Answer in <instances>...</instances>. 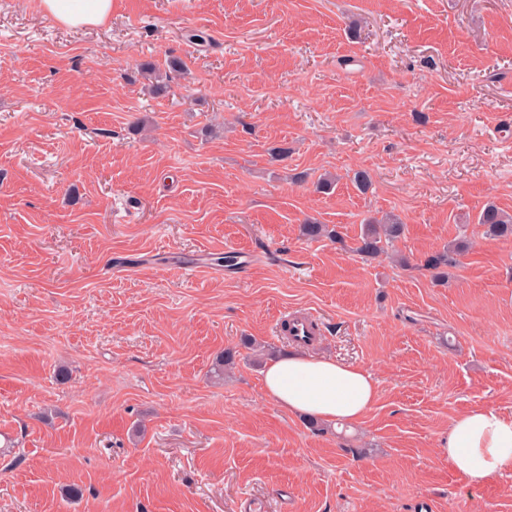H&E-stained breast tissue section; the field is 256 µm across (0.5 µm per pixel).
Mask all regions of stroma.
Here are the masks:
<instances>
[{"mask_svg":"<svg viewBox=\"0 0 512 512\" xmlns=\"http://www.w3.org/2000/svg\"><path fill=\"white\" fill-rule=\"evenodd\" d=\"M504 131L512 0H112L77 29L0 0V512H512V474L437 452L512 417V238L478 223L512 213ZM459 239L447 284L418 270ZM287 309L377 379L360 424L265 396ZM484 234L490 238L512 237V214L500 210L493 203H486L478 216ZM405 224L397 221L367 220L356 241L354 251L363 257H376L384 251V245L401 238ZM439 455L470 484L512 473V417L491 408H476L455 418L439 442Z\"/></svg>","mask_w":512,"mask_h":512,"instance_id":"stroma-1","label":"stroma"}]
</instances>
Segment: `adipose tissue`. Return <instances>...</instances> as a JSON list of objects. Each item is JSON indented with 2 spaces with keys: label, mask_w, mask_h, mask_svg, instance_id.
Instances as JSON below:
<instances>
[{
  "label": "adipose tissue",
  "mask_w": 512,
  "mask_h": 512,
  "mask_svg": "<svg viewBox=\"0 0 512 512\" xmlns=\"http://www.w3.org/2000/svg\"><path fill=\"white\" fill-rule=\"evenodd\" d=\"M42 11L67 28L105 23L112 0H39ZM265 395L288 412L328 423H359L378 397V383L367 369L330 356L289 354L265 367ZM439 455L469 483L512 473V417L476 408L457 418L439 442Z\"/></svg>",
  "instance_id": "obj_1"
}]
</instances>
